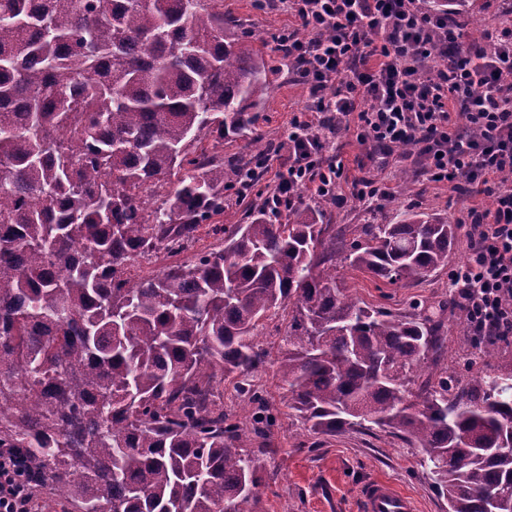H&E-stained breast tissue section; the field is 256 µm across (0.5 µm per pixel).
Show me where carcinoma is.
<instances>
[{
  "label": "carcinoma",
  "instance_id": "obj_1",
  "mask_svg": "<svg viewBox=\"0 0 512 512\" xmlns=\"http://www.w3.org/2000/svg\"><path fill=\"white\" fill-rule=\"evenodd\" d=\"M227 25L224 0H0V448L20 484L62 512H258L270 418L244 427L220 387L263 405L249 376L282 309L285 405L310 432L388 431L448 512H512V368L417 382L444 319L362 306L336 275L422 282L448 266V219L348 239L323 199L212 223L261 180L273 71Z\"/></svg>",
  "mask_w": 512,
  "mask_h": 512
}]
</instances>
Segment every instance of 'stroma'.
Listing matches in <instances>:
<instances>
[{
  "label": "stroma",
  "mask_w": 512,
  "mask_h": 512,
  "mask_svg": "<svg viewBox=\"0 0 512 512\" xmlns=\"http://www.w3.org/2000/svg\"><path fill=\"white\" fill-rule=\"evenodd\" d=\"M224 16L230 21L229 38L265 53L273 45V34L299 26L298 20L280 8L262 9L256 0H224ZM270 80L271 90L257 130L280 133L295 115L307 111L310 99L306 87L288 66L278 67ZM328 151L342 161L347 182H354L381 166L391 185L390 196L373 207L353 201L331 206L327 216L339 230L356 224H387L408 211L445 214L453 219L469 207L486 209L491 204L486 194L462 195L429 183L419 164L404 149H397L385 163L370 158L352 131L331 138ZM466 231V225H458L447 268L422 283L386 285L348 268L342 272L344 286L359 300L396 315L412 312L417 305L437 309L452 295L448 286L449 269L469 259ZM284 324V317L279 314L264 329L260 341L269 356L253 377L268 404L280 412L267 440L265 473L259 489L262 512H363L360 491L376 479L387 480L410 493L417 512H448V501L436 490L428 468L421 465L417 449L380 429L318 436L309 432L300 418L284 413L286 386L277 373L276 363L282 344L280 328ZM445 326L448 355L444 365L449 375L461 383L499 372L512 361V337L498 342L499 357L485 361L475 353L465 320L450 317Z\"/></svg>",
  "instance_id": "stroma-1"
}]
</instances>
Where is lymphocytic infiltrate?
<instances>
[{
	"label": "lymphocytic infiltrate",
	"mask_w": 512,
	"mask_h": 512,
	"mask_svg": "<svg viewBox=\"0 0 512 512\" xmlns=\"http://www.w3.org/2000/svg\"><path fill=\"white\" fill-rule=\"evenodd\" d=\"M301 31L273 37L310 97L281 146L273 195L335 196L343 164L329 134L355 128L370 154L412 150L429 179L492 199L470 208V260L448 286L466 303L474 336L512 334V20L465 42V26L420 0H281ZM465 125H458L457 115Z\"/></svg>",
	"instance_id": "f902f5d3"
}]
</instances>
